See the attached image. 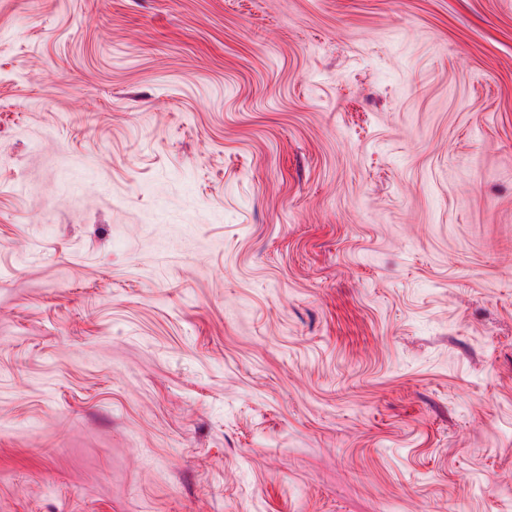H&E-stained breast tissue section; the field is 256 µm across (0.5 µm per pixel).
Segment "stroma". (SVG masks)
<instances>
[{
	"label": "stroma",
	"mask_w": 512,
	"mask_h": 512,
	"mask_svg": "<svg viewBox=\"0 0 512 512\" xmlns=\"http://www.w3.org/2000/svg\"><path fill=\"white\" fill-rule=\"evenodd\" d=\"M512 512V0H0V512Z\"/></svg>",
	"instance_id": "1"
}]
</instances>
